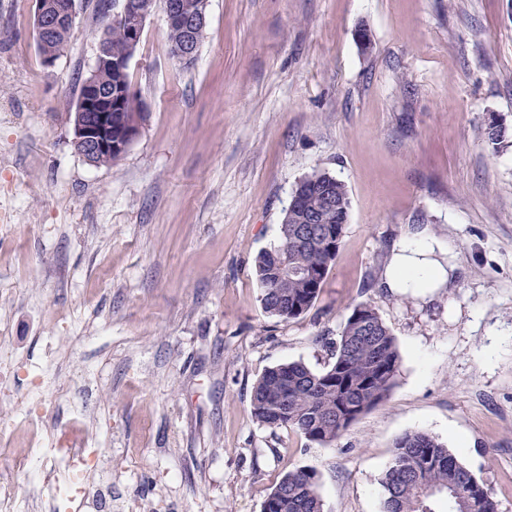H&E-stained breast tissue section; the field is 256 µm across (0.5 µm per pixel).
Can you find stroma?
Masks as SVG:
<instances>
[{"label": "stroma", "instance_id": "1", "mask_svg": "<svg viewBox=\"0 0 512 512\" xmlns=\"http://www.w3.org/2000/svg\"><path fill=\"white\" fill-rule=\"evenodd\" d=\"M366 28L371 53L356 39ZM103 26L93 0L52 66L29 0H0V489L15 512H261L302 466L324 512H381L395 440L426 431L512 512V0H210L192 66L163 13L129 63L145 119L114 163L68 114ZM351 208L320 296L266 314L253 275L297 183ZM451 242L424 299L383 285L393 244ZM368 301L401 353L390 397L320 447L251 417L269 368L322 369ZM89 449L88 504L37 447Z\"/></svg>", "mask_w": 512, "mask_h": 512}]
</instances>
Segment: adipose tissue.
<instances>
[{"mask_svg": "<svg viewBox=\"0 0 512 512\" xmlns=\"http://www.w3.org/2000/svg\"><path fill=\"white\" fill-rule=\"evenodd\" d=\"M450 248L449 242L425 233L400 240L391 249L386 287L415 294L444 287L450 278L444 266Z\"/></svg>", "mask_w": 512, "mask_h": 512, "instance_id": "1", "label": "adipose tissue"}]
</instances>
